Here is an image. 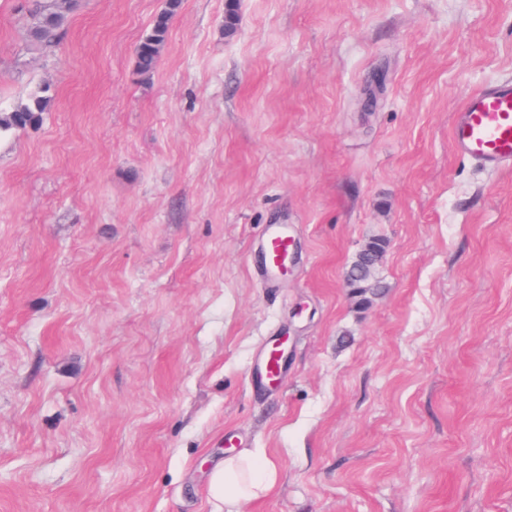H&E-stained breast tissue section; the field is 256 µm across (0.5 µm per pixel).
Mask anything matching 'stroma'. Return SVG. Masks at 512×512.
<instances>
[{"label":"stroma","mask_w":512,"mask_h":512,"mask_svg":"<svg viewBox=\"0 0 512 512\" xmlns=\"http://www.w3.org/2000/svg\"><path fill=\"white\" fill-rule=\"evenodd\" d=\"M225 3L142 76L165 0H79L48 49L0 0V104L55 93L0 140V512H217L245 450L279 470L247 512H512V170L450 139L512 78V0H236L230 38ZM292 241L288 235V225L267 224L262 244V255L267 281L270 275L281 267L288 258ZM280 359L283 358L282 350H277ZM273 351H270L258 368L255 383L259 387L270 385L276 381L281 372L280 360Z\"/></svg>","instance_id":"1"}]
</instances>
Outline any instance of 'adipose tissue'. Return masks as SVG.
Masks as SVG:
<instances>
[{
	"label": "adipose tissue",
	"instance_id": "adipose-tissue-1",
	"mask_svg": "<svg viewBox=\"0 0 512 512\" xmlns=\"http://www.w3.org/2000/svg\"><path fill=\"white\" fill-rule=\"evenodd\" d=\"M277 478L275 462L247 452L224 458L213 467L208 492L225 512H245L247 506L270 493Z\"/></svg>",
	"mask_w": 512,
	"mask_h": 512
}]
</instances>
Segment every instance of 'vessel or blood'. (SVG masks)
Masks as SVG:
<instances>
[{
    "label": "vessel or blood",
    "instance_id": "1",
    "mask_svg": "<svg viewBox=\"0 0 512 512\" xmlns=\"http://www.w3.org/2000/svg\"><path fill=\"white\" fill-rule=\"evenodd\" d=\"M451 142L457 154L490 168L512 166V80L494 83L473 93L456 113ZM292 242L284 224L267 225L262 244L266 273H273L288 258ZM281 372L275 353L261 362L255 383L263 387Z\"/></svg>",
    "mask_w": 512,
    "mask_h": 512
}]
</instances>
